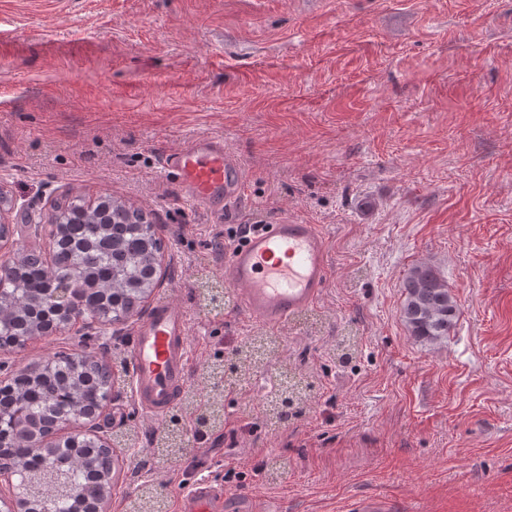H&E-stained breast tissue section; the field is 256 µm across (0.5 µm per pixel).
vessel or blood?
<instances>
[{
  "mask_svg": "<svg viewBox=\"0 0 512 512\" xmlns=\"http://www.w3.org/2000/svg\"><path fill=\"white\" fill-rule=\"evenodd\" d=\"M165 170L191 201L223 215L224 201L239 193L242 174L219 138L200 137L167 153ZM330 276L328 241L318 225L283 221L253 229L224 259V280L239 288L242 311L268 327L288 322L311 306ZM191 348L187 319L173 304H155L130 346L132 392L137 405L160 417L187 384ZM224 493L207 479L194 481L182 497V512H226Z\"/></svg>",
  "mask_w": 512,
  "mask_h": 512,
  "instance_id": "obj_1",
  "label": "vessel or blood"
}]
</instances>
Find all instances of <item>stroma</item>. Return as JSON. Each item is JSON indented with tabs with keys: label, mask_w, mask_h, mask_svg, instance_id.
<instances>
[{
	"label": "stroma",
	"mask_w": 512,
	"mask_h": 512,
	"mask_svg": "<svg viewBox=\"0 0 512 512\" xmlns=\"http://www.w3.org/2000/svg\"><path fill=\"white\" fill-rule=\"evenodd\" d=\"M200 136L241 167L220 222L160 165ZM0 184L14 223L109 194L166 244L149 300L186 315L192 396L136 405L143 313L91 339L116 394L108 512H180L202 472L240 512H512V0H0ZM285 219L319 225L330 278L270 328L213 241ZM419 264L457 303L438 344L401 317Z\"/></svg>",
	"instance_id": "35a3bbf8"
}]
</instances>
